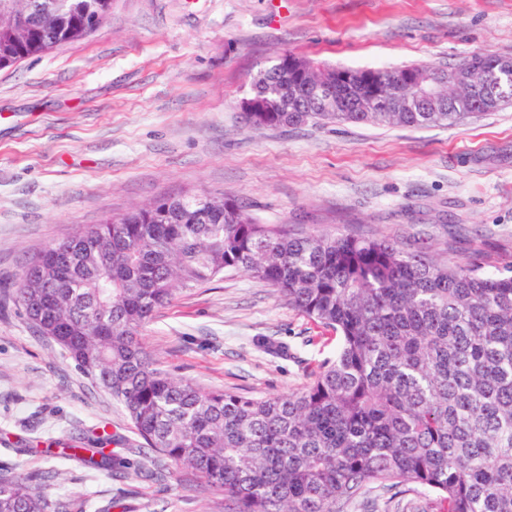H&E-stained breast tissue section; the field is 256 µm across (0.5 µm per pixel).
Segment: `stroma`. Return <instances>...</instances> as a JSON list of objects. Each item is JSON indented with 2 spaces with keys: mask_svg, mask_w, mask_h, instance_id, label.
Listing matches in <instances>:
<instances>
[{
  "mask_svg": "<svg viewBox=\"0 0 512 512\" xmlns=\"http://www.w3.org/2000/svg\"><path fill=\"white\" fill-rule=\"evenodd\" d=\"M287 51L351 69L512 57V0H112L96 32L0 69V473L56 469L50 499L110 512H224L193 475L140 456L122 407L15 305L25 263L79 227L210 192L296 234L418 240L441 261L512 266V104L453 126H248L240 100ZM142 342L175 376L258 399L303 387L336 352L333 330L243 272L177 291ZM78 430L121 437L128 479L47 452ZM344 512L440 506L417 487L367 485Z\"/></svg>",
  "mask_w": 512,
  "mask_h": 512,
  "instance_id": "stroma-1",
  "label": "stroma"
}]
</instances>
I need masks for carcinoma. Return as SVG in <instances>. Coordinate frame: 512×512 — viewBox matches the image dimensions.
<instances>
[{"label": "carcinoma", "mask_w": 512, "mask_h": 512, "mask_svg": "<svg viewBox=\"0 0 512 512\" xmlns=\"http://www.w3.org/2000/svg\"><path fill=\"white\" fill-rule=\"evenodd\" d=\"M13 0L32 21L0 31V68L85 33L87 8L111 0ZM472 54L434 73L452 84L464 112H274L255 127L355 123L423 128L477 116L457 70H481ZM417 69L377 71L388 86ZM288 75L253 77L252 95L272 98ZM226 271L266 282L289 306L336 331L334 359L299 390L256 399L203 391L146 352L141 332L179 289ZM15 302L84 375L123 407L140 447L170 459L224 495V512H343L362 486L389 492L415 484L445 512H512V267L497 273L438 262L422 246L348 233L290 234L259 224L222 195L163 196L114 219L79 228L24 266ZM103 433L50 440L60 455L117 470ZM56 478L0 476V512H82L45 489Z\"/></svg>", "instance_id": "cac0c4a2"}]
</instances>
